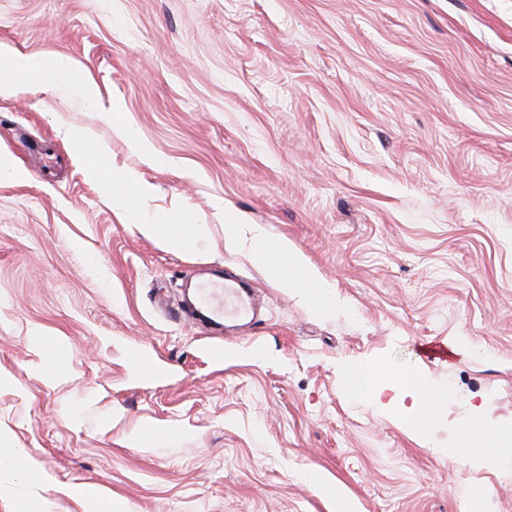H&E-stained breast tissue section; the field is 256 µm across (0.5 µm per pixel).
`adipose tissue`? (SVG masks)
I'll return each mask as SVG.
<instances>
[{
    "label": "adipose tissue",
    "instance_id": "ef3b65f1",
    "mask_svg": "<svg viewBox=\"0 0 512 512\" xmlns=\"http://www.w3.org/2000/svg\"><path fill=\"white\" fill-rule=\"evenodd\" d=\"M0 60L5 62L11 73L9 80L0 82V96H11L20 88L45 86L54 81L81 96L86 103L95 104L100 99V92L93 80L70 69L64 62L49 64L45 60L22 55L5 47L0 48ZM136 218L143 234L172 251L185 249L208 231L206 224L185 212L167 215L160 220L140 212ZM224 242L231 248L251 247L255 259L262 264L270 256H277L288 270L282 278L285 286L298 290L308 306L321 309L329 304L332 297L331 285L308 269L299 253L287 242L268 240L260 226L246 223L242 219L227 224L224 227ZM344 376L350 389L379 403L381 409L394 414L405 428L418 434L425 433L424 413L415 407H403L397 399L401 392L416 401L431 393L432 388L422 373L396 371L369 361L346 368ZM388 388L396 390V397L384 398L383 393Z\"/></svg>",
    "mask_w": 512,
    "mask_h": 512
}]
</instances>
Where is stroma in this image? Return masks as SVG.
<instances>
[{
	"mask_svg": "<svg viewBox=\"0 0 512 512\" xmlns=\"http://www.w3.org/2000/svg\"><path fill=\"white\" fill-rule=\"evenodd\" d=\"M0 45L101 91L0 97V446L29 458L0 512H93L80 485L94 512H512V442L448 455L512 430V0H0ZM115 192L208 232L165 249ZM228 211L335 306L227 250ZM215 265L258 286L259 323L179 315ZM370 360L441 391L426 433L350 393ZM266 238L263 228L247 224L244 219H234L233 223L224 224V243L230 247L247 245L253 251L259 263H266L270 254H275L283 268H288V275L283 276L282 283L288 288H295L306 304L316 309L326 307L332 297V287L308 269L301 256L286 241H271ZM260 247L256 243L262 241Z\"/></svg>",
	"mask_w": 512,
	"mask_h": 512,
	"instance_id": "1",
	"label": "stroma"
}]
</instances>
